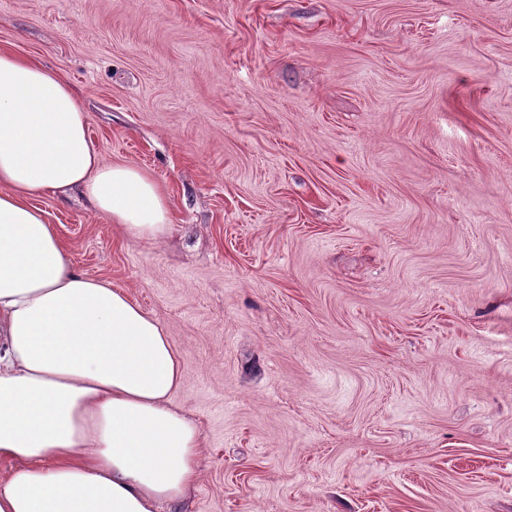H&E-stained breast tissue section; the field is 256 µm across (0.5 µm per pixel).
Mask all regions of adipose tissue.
Wrapping results in <instances>:
<instances>
[{"label":"adipose tissue","instance_id":"adipose-tissue-1","mask_svg":"<svg viewBox=\"0 0 512 512\" xmlns=\"http://www.w3.org/2000/svg\"><path fill=\"white\" fill-rule=\"evenodd\" d=\"M75 187L129 238L170 230L155 180L101 161L65 78L0 51V512H159L196 482L202 435L164 328L79 274L29 202Z\"/></svg>","mask_w":512,"mask_h":512}]
</instances>
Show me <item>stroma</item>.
<instances>
[{"label": "stroma", "mask_w": 512, "mask_h": 512, "mask_svg": "<svg viewBox=\"0 0 512 512\" xmlns=\"http://www.w3.org/2000/svg\"><path fill=\"white\" fill-rule=\"evenodd\" d=\"M171 231L39 193L164 328L170 512H512V0H0Z\"/></svg>", "instance_id": "stroma-1"}]
</instances>
